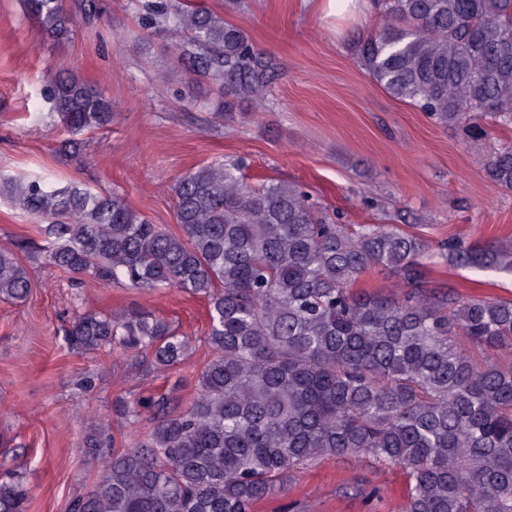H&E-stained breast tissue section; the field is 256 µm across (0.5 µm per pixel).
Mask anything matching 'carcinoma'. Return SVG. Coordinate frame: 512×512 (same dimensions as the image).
<instances>
[{
    "instance_id": "obj_1",
    "label": "carcinoma",
    "mask_w": 512,
    "mask_h": 512,
    "mask_svg": "<svg viewBox=\"0 0 512 512\" xmlns=\"http://www.w3.org/2000/svg\"><path fill=\"white\" fill-rule=\"evenodd\" d=\"M381 28L357 42L367 75L442 126L487 132L512 124V0H374ZM50 39L69 33L62 0H23ZM154 10L179 31L178 59L224 84V111L264 107L278 64L245 31L195 0ZM53 117L71 133L112 124V100L80 80L49 87ZM222 158L174 187L178 230L151 224L114 191L44 175L1 178L0 191L40 218L43 263L143 292L177 288L207 300L212 358L197 395L147 396L115 412L149 413L138 446L101 452L93 484L65 512H252L285 491L298 466L367 454L406 476L404 512H512V298H463L426 280L428 245L393 224L349 231L299 185L248 184ZM512 190V144L486 162ZM15 249H0V299L29 288ZM452 266L512 275V249L450 243ZM398 277L400 296L358 287L370 270ZM87 352L151 353L167 371L186 336L150 312H85L64 329ZM501 356L473 362L469 347ZM0 512H27L19 481L0 483Z\"/></svg>"
}]
</instances>
